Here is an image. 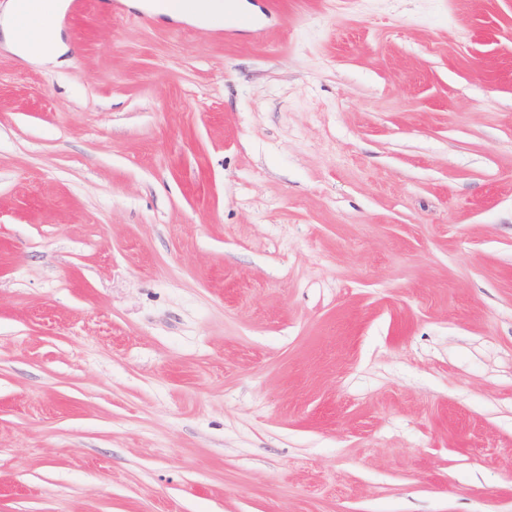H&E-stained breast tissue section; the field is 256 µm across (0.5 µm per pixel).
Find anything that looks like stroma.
Returning a JSON list of instances; mask_svg holds the SVG:
<instances>
[{
    "instance_id": "stroma-1",
    "label": "stroma",
    "mask_w": 512,
    "mask_h": 512,
    "mask_svg": "<svg viewBox=\"0 0 512 512\" xmlns=\"http://www.w3.org/2000/svg\"><path fill=\"white\" fill-rule=\"evenodd\" d=\"M242 2L0 40V512H512V0ZM7 4V13L0 21V35L5 43L20 57L43 65L61 66L69 64L65 57L68 46L62 38L56 23L57 17L66 9L65 0H55L53 4L54 22L48 21L41 13H33L21 18L17 10V0ZM23 29L25 36L20 35ZM163 7H153L150 12L169 15L174 19L191 21L198 24L218 23L224 17L226 8L236 10L243 5L234 2L224 5L223 0H198L192 10L186 11L180 7L181 0H167Z\"/></svg>"
}]
</instances>
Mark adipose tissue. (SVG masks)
Returning a JSON list of instances; mask_svg holds the SVG:
<instances>
[{
    "instance_id": "1",
    "label": "adipose tissue",
    "mask_w": 512,
    "mask_h": 512,
    "mask_svg": "<svg viewBox=\"0 0 512 512\" xmlns=\"http://www.w3.org/2000/svg\"><path fill=\"white\" fill-rule=\"evenodd\" d=\"M0 38L26 60L52 66L67 62L68 46L58 24L39 13L19 16L15 0H10L6 15L0 18Z\"/></svg>"
}]
</instances>
